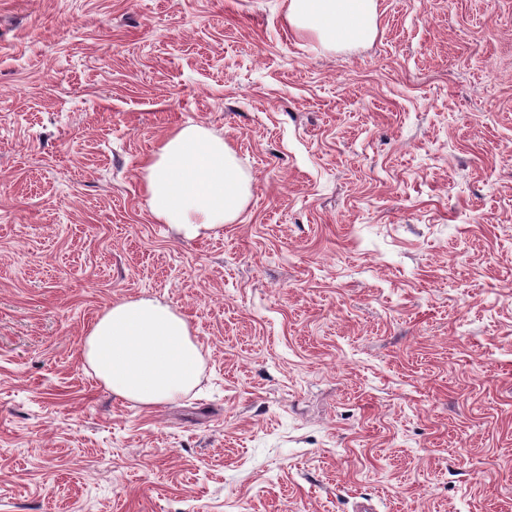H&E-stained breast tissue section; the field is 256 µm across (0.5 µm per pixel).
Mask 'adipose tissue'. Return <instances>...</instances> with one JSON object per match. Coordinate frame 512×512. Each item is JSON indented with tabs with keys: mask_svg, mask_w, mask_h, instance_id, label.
<instances>
[{
	"mask_svg": "<svg viewBox=\"0 0 512 512\" xmlns=\"http://www.w3.org/2000/svg\"><path fill=\"white\" fill-rule=\"evenodd\" d=\"M377 0H289L288 22L323 47L359 44L375 33ZM150 212L187 240L235 222L250 183L223 138L199 125L167 136L142 168ZM91 372L120 397L167 403L197 384L202 355L187 320L152 298L112 303L84 344Z\"/></svg>",
	"mask_w": 512,
	"mask_h": 512,
	"instance_id": "ef3b65f1",
	"label": "adipose tissue"
}]
</instances>
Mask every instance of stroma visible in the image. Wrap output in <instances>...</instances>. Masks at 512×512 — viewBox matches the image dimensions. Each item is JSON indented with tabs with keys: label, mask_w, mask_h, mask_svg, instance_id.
<instances>
[{
	"label": "stroma",
	"mask_w": 512,
	"mask_h": 512,
	"mask_svg": "<svg viewBox=\"0 0 512 512\" xmlns=\"http://www.w3.org/2000/svg\"><path fill=\"white\" fill-rule=\"evenodd\" d=\"M287 12L0 0V512H512V0ZM188 124L251 184L191 241L142 172ZM140 297L203 356L170 403L83 356ZM377 0H290L288 23L323 47L359 44L375 33Z\"/></svg>",
	"instance_id": "stroma-1"
}]
</instances>
